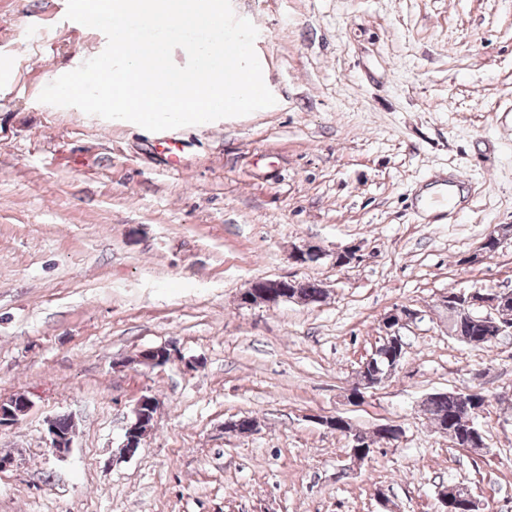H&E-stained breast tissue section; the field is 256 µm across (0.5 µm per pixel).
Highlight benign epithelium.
Masks as SVG:
<instances>
[{
  "instance_id": "1",
  "label": "benign epithelium",
  "mask_w": 512,
  "mask_h": 512,
  "mask_svg": "<svg viewBox=\"0 0 512 512\" xmlns=\"http://www.w3.org/2000/svg\"><path fill=\"white\" fill-rule=\"evenodd\" d=\"M501 246L512 241V225L502 226L492 233L491 238L480 244L481 253H487L490 241ZM259 280L251 282L249 288L240 296V303L244 306L266 305L273 306L280 301L302 302L299 289L307 287L306 280H288V295L282 297L276 292L258 290ZM443 304L448 312V334L461 338V333L454 330V325L474 323L484 329L486 336H502L512 333V321L504 316V308L512 305L511 290H473L466 292L450 291L444 296ZM419 312L408 307L395 308L380 321L379 345L361 362L356 372V382L350 388L348 400L357 403L365 398L366 392L375 389L387 380L398 367L404 355L405 344L400 330L409 322L417 319ZM164 356L157 355L158 348L151 347L140 351V361L151 368L158 365H168L181 361L179 349L173 344H165ZM464 411L470 420L477 419L481 411L474 406L473 392L470 390L456 392ZM157 398L151 394L138 398L133 408L132 417L127 423L123 435L122 448L129 455L134 454L146 439L151 430L147 423L148 411L158 407ZM31 408V402L22 394H17L14 402L6 406L0 401V433L18 425L21 418ZM348 420L336 419V424L344 427V432L350 441L348 457L352 465L361 464L372 450V442L363 438L359 431L347 428ZM48 437L50 447L61 454L71 447V431L63 430L58 418L48 421ZM441 502L445 512H480V503L473 495L471 489L463 484H455L440 493Z\"/></svg>"
}]
</instances>
